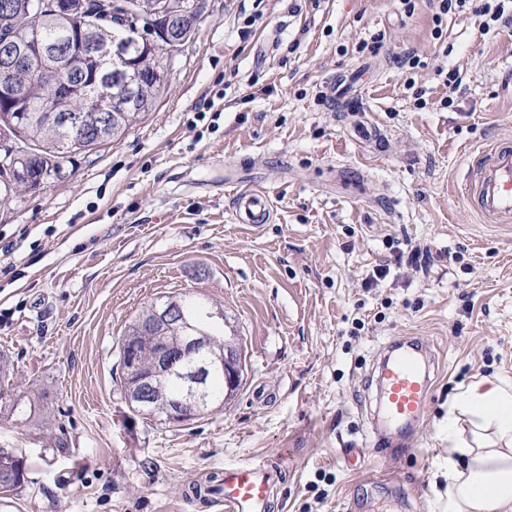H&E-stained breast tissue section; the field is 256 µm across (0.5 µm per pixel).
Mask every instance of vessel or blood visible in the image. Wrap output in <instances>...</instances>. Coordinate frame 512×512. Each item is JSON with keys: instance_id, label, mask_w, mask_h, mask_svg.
Instances as JSON below:
<instances>
[{"instance_id": "1", "label": "vessel or blood", "mask_w": 512, "mask_h": 512, "mask_svg": "<svg viewBox=\"0 0 512 512\" xmlns=\"http://www.w3.org/2000/svg\"><path fill=\"white\" fill-rule=\"evenodd\" d=\"M364 67H354L327 79L322 96L329 104L355 103ZM472 175L463 187L468 206L487 223L512 222V141L502 139L481 150L471 166ZM235 219L259 225L272 219L274 210L265 188H231L228 194ZM430 346L416 337L404 336L389 343L375 362L376 412L395 435L415 434L431 398L432 381L423 371L425 359L433 358ZM280 461L266 459L225 466L222 485L213 492V505L224 512H267L280 479Z\"/></svg>"}]
</instances>
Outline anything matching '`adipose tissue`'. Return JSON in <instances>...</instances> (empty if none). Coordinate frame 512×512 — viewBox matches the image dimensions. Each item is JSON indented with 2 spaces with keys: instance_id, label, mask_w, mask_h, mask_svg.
Segmentation results:
<instances>
[{
  "instance_id": "adipose-tissue-1",
  "label": "adipose tissue",
  "mask_w": 512,
  "mask_h": 512,
  "mask_svg": "<svg viewBox=\"0 0 512 512\" xmlns=\"http://www.w3.org/2000/svg\"><path fill=\"white\" fill-rule=\"evenodd\" d=\"M445 512H512V379L477 376L448 401Z\"/></svg>"
}]
</instances>
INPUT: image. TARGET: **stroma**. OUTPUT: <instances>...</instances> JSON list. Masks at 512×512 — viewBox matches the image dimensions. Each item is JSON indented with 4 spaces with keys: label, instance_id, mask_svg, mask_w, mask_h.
<instances>
[{
    "label": "stroma",
    "instance_id": "obj_1",
    "mask_svg": "<svg viewBox=\"0 0 512 512\" xmlns=\"http://www.w3.org/2000/svg\"><path fill=\"white\" fill-rule=\"evenodd\" d=\"M479 25L451 15L434 40L426 0L411 16L399 0H205L153 110L0 205V353L44 405L0 417L26 469L0 512H218L193 486L264 457L283 460L270 512H443L449 398L512 377V223L460 194L470 154L512 137V33ZM377 34V55L357 53ZM409 51L410 72L395 62ZM376 60L358 107L386 133L377 150L319 95ZM452 66L453 94L436 74ZM219 91L221 118L198 119ZM228 180L267 188L273 220L237 223ZM415 246L425 270L395 263ZM168 295L223 308L246 355L234 397L187 425L134 415L120 388L121 337ZM398 336L438 356L418 446L346 466L370 430L373 360Z\"/></svg>",
    "mask_w": 512,
    "mask_h": 512
}]
</instances>
